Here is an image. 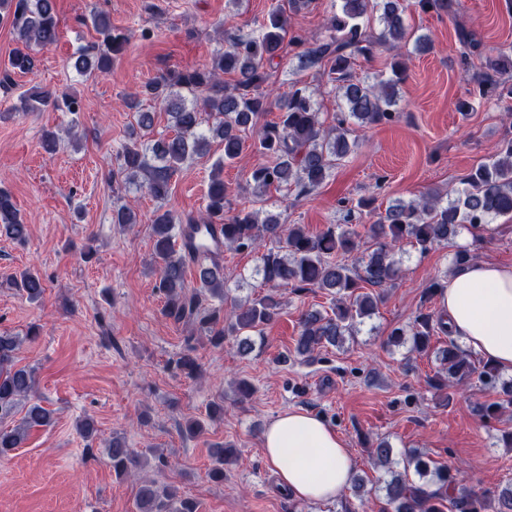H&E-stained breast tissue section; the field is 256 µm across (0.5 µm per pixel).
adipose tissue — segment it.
<instances>
[{
  "label": "adipose tissue",
  "mask_w": 512,
  "mask_h": 512,
  "mask_svg": "<svg viewBox=\"0 0 512 512\" xmlns=\"http://www.w3.org/2000/svg\"><path fill=\"white\" fill-rule=\"evenodd\" d=\"M439 302L463 345L512 375V266L469 263L449 277ZM262 444L281 488L297 500L334 501L350 486L354 461L346 441L310 412L279 414Z\"/></svg>",
  "instance_id": "adipose-tissue-1"
}]
</instances>
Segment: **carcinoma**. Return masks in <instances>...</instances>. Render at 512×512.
I'll use <instances>...</instances> for the list:
<instances>
[{"mask_svg": "<svg viewBox=\"0 0 512 512\" xmlns=\"http://www.w3.org/2000/svg\"><path fill=\"white\" fill-rule=\"evenodd\" d=\"M314 0H286L269 11L256 31H238L227 46L210 61L189 70H165L145 83L139 95L125 100L135 113V124L116 156L112 179H122L151 196L158 206L151 219L153 253L158 264V291L164 295L163 314L208 337L218 348L232 337L240 354L251 353L264 329L281 315L283 291L299 293L317 288L333 297L331 311L311 309L299 318L295 350L307 356L315 350L340 347L355 339L365 320L376 314L382 295L401 276L398 252L409 245L424 254L456 236L466 224L478 228L496 217L512 216V139L504 140L495 152L464 178L455 197L430 189L410 201L397 200L377 213L369 224L366 245L353 222L362 221L373 199L362 198L346 209L344 223L330 224L318 233L302 224H287L282 213L262 208L231 206L232 191L224 183V165L234 164L246 147L266 158L251 169L253 196L261 200L272 192L280 194L283 206L290 196H308L332 174L336 166L354 152V127L370 128L398 118L400 86L405 81L401 58L409 40L419 53L432 50L424 35L412 37L405 24L404 0H339L326 18L323 32L309 39L288 37V14L310 9ZM424 12L439 17L456 14L458 0H418ZM0 19L10 22L17 47L8 56L0 85H9L13 73L32 74L36 69L34 47L59 39L54 0H0ZM101 41L81 47L73 67L82 73H107L128 43L127 29L110 18L92 16ZM462 56L475 53L480 44L464 27L457 28ZM394 52L388 77L369 81L356 73L360 57L372 58L379 48ZM296 61L288 88L270 100L269 79L273 70L288 59ZM492 73L478 82L469 97L458 102L457 110H473V98L494 97L512 111V54L506 51L489 60ZM309 70L325 72L331 92L339 101L335 124L322 119L320 104L300 74ZM230 80H224V77ZM162 104L171 134L150 139L155 111L147 105ZM52 106L63 112L81 110L80 101L66 94L42 91L20 97L24 112H38ZM278 111L277 120L265 115ZM219 141L224 153L215 162L203 210L196 216L178 217L165 208L172 192V178L181 168L209 153ZM219 229L224 248L236 251L267 250L261 254L255 274L270 292L233 301L232 310L211 304L228 298L224 281L223 253L215 252L208 236ZM28 226L12 196L0 189V237L22 241ZM353 257L352 263L346 258ZM194 266L199 286L188 290L187 270ZM12 286L31 300L41 297L44 287L39 274L25 269ZM448 336V346L436 352L441 374L431 380L437 389L467 383L476 378L497 390L495 401L477 406V413L496 417L512 409V378L504 380L499 370L485 362L478 366L460 348L444 319L430 312L419 313L406 328H395L388 338L392 346L409 345L411 352L431 348L436 333ZM26 337L0 333V458L21 448L33 430L51 423V413L38 403H28L35 388L34 369L19 366L16 354ZM175 369L189 378L200 374L192 349L174 361ZM20 420L8 424L20 407ZM232 446L222 443L210 449L213 466L210 477L224 481V464L233 455ZM369 454L385 477L378 479L391 512H512V481L491 495L479 496L463 484L461 472L436 464L416 450L402 460L393 458L385 439L371 444ZM112 470L125 475L139 465L138 456L119 439L108 448ZM136 512H199V503L179 494L171 486L154 482L141 485Z\"/></svg>", "mask_w": 512, "mask_h": 512, "instance_id": "obj_1", "label": "carcinoma"}]
</instances>
